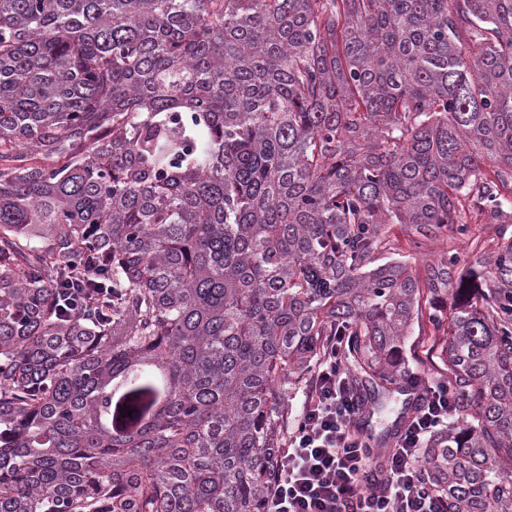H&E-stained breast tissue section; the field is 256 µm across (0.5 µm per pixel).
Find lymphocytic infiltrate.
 Instances as JSON below:
<instances>
[{
    "label": "lymphocytic infiltrate",
    "mask_w": 512,
    "mask_h": 512,
    "mask_svg": "<svg viewBox=\"0 0 512 512\" xmlns=\"http://www.w3.org/2000/svg\"><path fill=\"white\" fill-rule=\"evenodd\" d=\"M359 409L334 351H326L275 464L267 512H444L423 481L421 457L449 418L463 413L447 383L433 386L428 404L379 460L352 428Z\"/></svg>",
    "instance_id": "obj_1"
}]
</instances>
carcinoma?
I'll return each instance as SVG.
<instances>
[{
  "instance_id": "carcinoma-1",
  "label": "carcinoma",
  "mask_w": 512,
  "mask_h": 512,
  "mask_svg": "<svg viewBox=\"0 0 512 512\" xmlns=\"http://www.w3.org/2000/svg\"><path fill=\"white\" fill-rule=\"evenodd\" d=\"M470 210L512 216V0H0V512H265L329 337L368 410L418 389L384 450L417 324L464 409L424 481L512 512V238L381 262ZM391 237L397 239V249L395 255H389L393 258L406 259L417 268L420 275H423L424 270L429 263L438 257L443 251H448V244L441 242L422 244L421 247H415L412 238L413 231L405 224H390ZM403 257V258H402Z\"/></svg>"
}]
</instances>
